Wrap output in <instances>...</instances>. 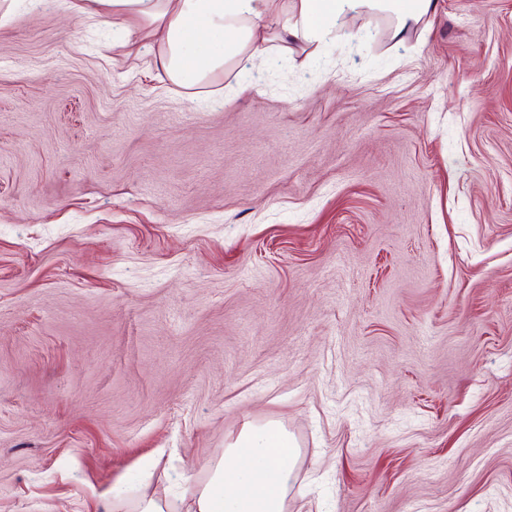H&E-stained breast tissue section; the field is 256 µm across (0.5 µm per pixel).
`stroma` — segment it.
<instances>
[{
    "mask_svg": "<svg viewBox=\"0 0 512 512\" xmlns=\"http://www.w3.org/2000/svg\"><path fill=\"white\" fill-rule=\"evenodd\" d=\"M123 38L0 0V512L177 502L267 423L288 512H512V0L227 105Z\"/></svg>",
    "mask_w": 512,
    "mask_h": 512,
    "instance_id": "35a3bbf8",
    "label": "stroma"
}]
</instances>
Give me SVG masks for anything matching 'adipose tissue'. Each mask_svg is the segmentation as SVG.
I'll return each instance as SVG.
<instances>
[{
	"label": "adipose tissue",
	"instance_id": "obj_1",
	"mask_svg": "<svg viewBox=\"0 0 512 512\" xmlns=\"http://www.w3.org/2000/svg\"><path fill=\"white\" fill-rule=\"evenodd\" d=\"M75 13L135 23L158 44V63L178 88L232 78L267 50L288 56L297 41L320 48L344 18L388 19L393 37L429 23L437 0H68ZM213 44L198 47L196 33ZM298 450L274 425L251 426L229 443L203 480L192 483L186 512H286Z\"/></svg>",
	"mask_w": 512,
	"mask_h": 512
}]
</instances>
